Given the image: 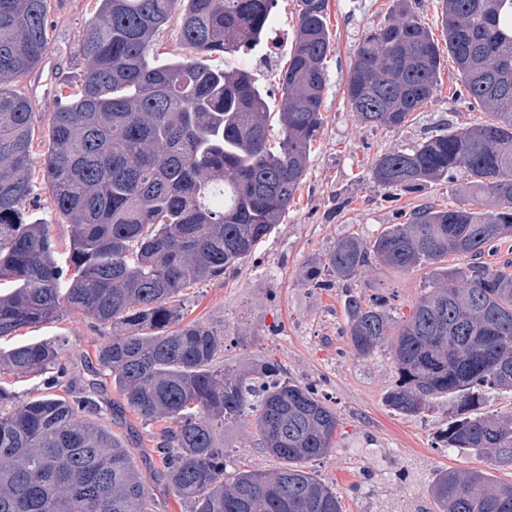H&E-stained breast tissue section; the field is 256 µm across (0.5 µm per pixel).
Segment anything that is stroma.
<instances>
[{
	"label": "stroma",
	"instance_id": "1",
	"mask_svg": "<svg viewBox=\"0 0 512 512\" xmlns=\"http://www.w3.org/2000/svg\"><path fill=\"white\" fill-rule=\"evenodd\" d=\"M95 10V0H51L52 50L17 85L36 109L34 160H42L48 148L47 134L64 81L80 77L78 33ZM298 10L296 0H278L262 45L245 54L225 55L221 61L227 68L253 70L273 108L280 101L278 74L288 65ZM395 14L393 0H329L326 21L333 50L327 59L324 126L311 147L304 182L283 223L247 260L224 278L187 289L181 298L187 319L223 330L219 365L252 370L274 362L293 380L317 385L329 399L339 417L338 445L309 468L336 488L343 512H441L429 493L435 473L486 467L473 452L437 447L436 437L450 419L447 399L437 400L419 416L389 410L383 395L397 379L389 351L359 356L344 334L347 292L364 299L387 297L390 315L398 318L409 313L420 295L424 271L404 272L375 262L351 285L338 283L331 288L313 287L305 277L308 261L325 257L342 237L353 233L368 240L418 204L451 207L468 195L469 178L462 172L453 182L433 184L416 194L381 190L370 179V168L380 154L413 147L443 129L487 118L461 100L457 71L445 55L435 98L399 131L358 120L344 95L347 66L361 32ZM21 336L63 338L61 363L67 370L63 387L75 394L94 390L100 405L96 422L131 448L158 504L157 512H187L184 501L157 475L159 425L144 424L123 409L110 380L92 372L106 332L69 313L22 330ZM256 439L252 418L231 426L224 435L230 460L249 470H277L279 460L258 448Z\"/></svg>",
	"mask_w": 512,
	"mask_h": 512
}]
</instances>
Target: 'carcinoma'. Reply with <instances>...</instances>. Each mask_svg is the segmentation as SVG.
<instances>
[{
    "instance_id": "obj_1",
    "label": "carcinoma",
    "mask_w": 512,
    "mask_h": 512,
    "mask_svg": "<svg viewBox=\"0 0 512 512\" xmlns=\"http://www.w3.org/2000/svg\"><path fill=\"white\" fill-rule=\"evenodd\" d=\"M79 34L85 70L51 122L44 184L71 226L61 260L51 225L34 217L35 108L15 89L50 49L51 0H0V338L61 313L118 328L96 351L146 424L163 422L159 477L188 512H342L334 488L307 470L336 447L339 419L315 386L269 363L219 367L224 333L184 321L176 298L247 260L282 223L321 134L331 33L327 0H299L281 103L269 112L246 67L216 56L245 53L267 34L276 0H97ZM398 0L395 17L361 34L344 88L358 119L400 130L437 90L441 49ZM448 55L465 98L490 115L381 154L370 179L417 193L470 178L472 200L423 204L374 239L348 235L306 270L315 288L350 284L380 262L425 270L410 314L347 291L345 335L371 357L388 347L397 380L385 405L406 416L452 402L443 448L512 465V416L483 411L512 392V261H485L512 238V0H439ZM179 15L189 54L157 63L156 34ZM280 127L270 142V120ZM466 258L451 265L448 256ZM64 341L0 350V375L63 373ZM90 395L40 391L22 402L0 385V512H155L129 448L93 421ZM252 416L256 445L281 461L270 473L228 468L224 429ZM430 494L442 512H512V486L486 470L440 471Z\"/></svg>"
}]
</instances>
